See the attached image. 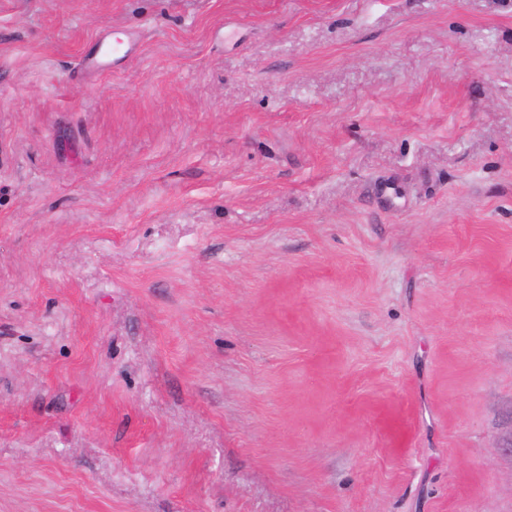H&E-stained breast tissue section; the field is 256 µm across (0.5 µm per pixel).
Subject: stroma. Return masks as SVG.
I'll list each match as a JSON object with an SVG mask.
<instances>
[{"label": "stroma", "mask_w": 512, "mask_h": 512, "mask_svg": "<svg viewBox=\"0 0 512 512\" xmlns=\"http://www.w3.org/2000/svg\"><path fill=\"white\" fill-rule=\"evenodd\" d=\"M0 512H512V0H0Z\"/></svg>", "instance_id": "stroma-1"}]
</instances>
